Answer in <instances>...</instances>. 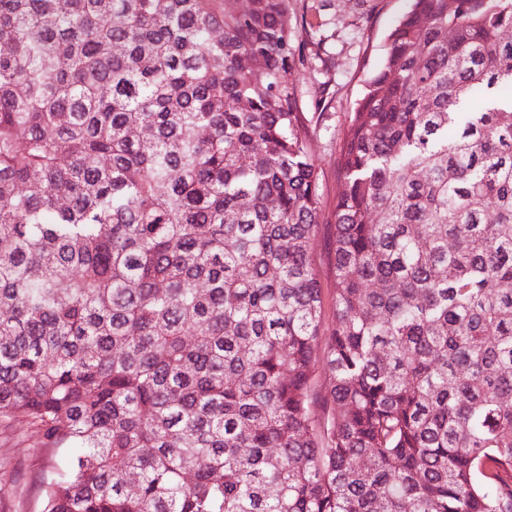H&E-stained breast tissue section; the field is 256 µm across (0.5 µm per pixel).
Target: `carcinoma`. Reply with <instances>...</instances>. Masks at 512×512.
I'll list each match as a JSON object with an SVG mask.
<instances>
[{
	"instance_id": "carcinoma-1",
	"label": "carcinoma",
	"mask_w": 512,
	"mask_h": 512,
	"mask_svg": "<svg viewBox=\"0 0 512 512\" xmlns=\"http://www.w3.org/2000/svg\"><path fill=\"white\" fill-rule=\"evenodd\" d=\"M1 45L0 418L77 449L43 512H512V0L390 32L326 337L288 0H0Z\"/></svg>"
}]
</instances>
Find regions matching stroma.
<instances>
[{
    "instance_id": "35a3bbf8",
    "label": "stroma",
    "mask_w": 512,
    "mask_h": 512,
    "mask_svg": "<svg viewBox=\"0 0 512 512\" xmlns=\"http://www.w3.org/2000/svg\"><path fill=\"white\" fill-rule=\"evenodd\" d=\"M306 43L292 82L302 103L309 154L321 179V234L340 189L336 158L367 75L381 64L387 36L411 0H288ZM67 448H43L35 428L0 418V512H40L46 482L64 473Z\"/></svg>"
}]
</instances>
